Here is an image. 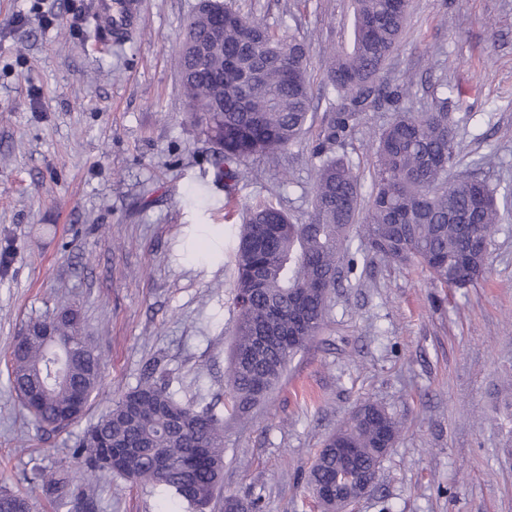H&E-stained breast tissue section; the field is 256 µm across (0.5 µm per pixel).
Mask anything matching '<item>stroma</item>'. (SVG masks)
Returning a JSON list of instances; mask_svg holds the SVG:
<instances>
[{
    "instance_id": "stroma-1",
    "label": "stroma",
    "mask_w": 512,
    "mask_h": 512,
    "mask_svg": "<svg viewBox=\"0 0 512 512\" xmlns=\"http://www.w3.org/2000/svg\"><path fill=\"white\" fill-rule=\"evenodd\" d=\"M296 34L321 84L332 49H351L350 0H232ZM197 0H142L121 43L100 37L95 0H0V485L32 495L33 468L69 466V450L107 402L63 432L39 428L8 381L6 354L25 325L73 309L119 397L149 367L184 402L223 396L232 343L233 248L245 206L306 219L314 153L329 101L273 159L242 167L234 191L213 145L184 112L175 59ZM406 85L404 108L429 110L453 89L459 162L512 195V0H413L382 73ZM393 113H363L335 151L367 176ZM353 270L330 295L327 324L269 399L224 415V494L263 512H319L306 478L324 439L361 402L400 434L373 490L352 512H512V212L488 240L483 278L459 290L417 265L368 254L352 229ZM97 512H170L150 488L105 476L86 488Z\"/></svg>"
}]
</instances>
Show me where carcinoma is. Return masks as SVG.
<instances>
[{
	"mask_svg": "<svg viewBox=\"0 0 512 512\" xmlns=\"http://www.w3.org/2000/svg\"><path fill=\"white\" fill-rule=\"evenodd\" d=\"M352 50L334 54L324 88L336 93L316 148L312 210L293 222L271 204L245 215L234 248V339L227 367L232 412L245 417L277 388L289 363L322 329L331 291L340 279V259L350 253V228L362 201L363 184L352 163L335 155L336 144L354 129L359 114L381 97L392 120L375 144L372 192L361 232L369 251L401 264H416L444 288H465L486 272L483 247L500 219L489 186L471 178L448 183L456 164L458 122L448 96L426 112L399 107L405 86L384 94L381 74L397 50L410 0H352ZM177 68L193 126L216 147L214 165L226 186L239 181L241 165L270 157L296 142L313 121L309 59L303 42L249 19L229 0H199L188 21ZM41 332L14 340L10 382L22 407L52 431L79 419L102 390L101 357L63 359L51 339L83 335L80 315L66 309L34 323ZM264 335L267 341L259 342ZM399 427L385 408L359 404L329 435L317 454L307 487L321 512H336L324 488L357 490L371 478L380 449L395 445ZM339 448H351V471ZM78 470H39L31 480L59 508L78 505L96 512L83 484L103 475L150 486L189 509L207 512L224 478V418L175 398L148 373L112 402L73 448ZM30 496L0 486V512H29Z\"/></svg>",
	"mask_w": 512,
	"mask_h": 512,
	"instance_id": "1",
	"label": "carcinoma"
}]
</instances>
